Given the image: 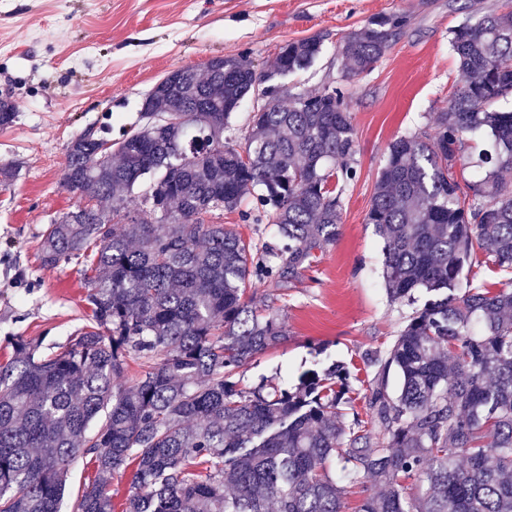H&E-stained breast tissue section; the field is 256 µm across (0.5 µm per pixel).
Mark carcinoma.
Returning a JSON list of instances; mask_svg holds the SVG:
<instances>
[{
	"mask_svg": "<svg viewBox=\"0 0 512 512\" xmlns=\"http://www.w3.org/2000/svg\"><path fill=\"white\" fill-rule=\"evenodd\" d=\"M381 16L344 36L349 73L371 71L409 24ZM323 41L281 48L275 73L310 67ZM462 85L434 132L401 136L376 180L367 223L384 240L393 302L431 295L377 366L365 417L341 420L350 373L306 371L292 390H245L239 369L287 336L251 304L260 281L314 268L340 235L343 183L357 176L348 96L338 86L281 87L243 54L224 68L158 83L143 123L116 141L83 132L66 146L67 185L83 203L49 225L41 262L57 268L93 250L85 331L52 355L11 338L0 364V512H61L78 458L93 487L72 512H113L112 475L134 466L122 512H342V481L385 487L361 512H512V277L492 291L464 279L477 254L512 274V10L451 31ZM261 91L242 135L232 115ZM16 118L0 98V128ZM481 132L472 179L454 167ZM149 194L130 210L133 191ZM276 228L257 247L205 216L241 211L249 193ZM124 224H114L116 217ZM141 360L131 386L127 359ZM397 380L389 392L390 378ZM382 436L373 446L372 434Z\"/></svg>",
	"mask_w": 512,
	"mask_h": 512,
	"instance_id": "1",
	"label": "carcinoma"
}]
</instances>
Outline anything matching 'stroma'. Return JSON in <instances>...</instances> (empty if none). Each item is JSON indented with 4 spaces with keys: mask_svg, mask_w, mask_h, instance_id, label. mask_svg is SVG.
<instances>
[{
    "mask_svg": "<svg viewBox=\"0 0 512 512\" xmlns=\"http://www.w3.org/2000/svg\"><path fill=\"white\" fill-rule=\"evenodd\" d=\"M512 10V0H0V94L14 123L0 128V362L8 337L39 341L42 354L68 343L87 323L80 260L41 264L49 224L75 208L65 148L83 131L136 129L154 84L179 66L204 70L215 57L248 55L273 72L286 43L319 35L323 52L282 78L287 92L343 85L357 135V177L342 195L341 234L304 277L256 283L253 302L278 314L288 336L240 368L241 387L269 380L292 386L308 370L348 367L357 410L384 353L426 294L393 303L382 277L383 240L366 216L390 144L432 131L462 82L450 43L467 18ZM411 21L373 70L348 74L342 38L374 17Z\"/></svg>",
    "mask_w": 512,
    "mask_h": 512,
    "instance_id": "stroma-1",
    "label": "stroma"
}]
</instances>
